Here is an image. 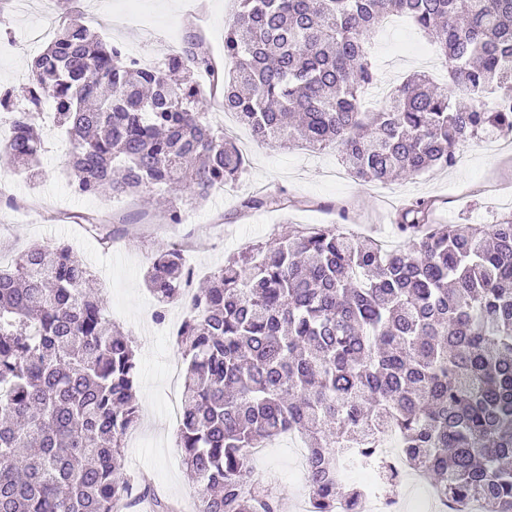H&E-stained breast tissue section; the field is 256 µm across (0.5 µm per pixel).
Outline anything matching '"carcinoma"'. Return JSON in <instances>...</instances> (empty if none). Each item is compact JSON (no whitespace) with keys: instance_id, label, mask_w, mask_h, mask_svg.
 <instances>
[{"instance_id":"cac0c4a2","label":"carcinoma","mask_w":512,"mask_h":512,"mask_svg":"<svg viewBox=\"0 0 512 512\" xmlns=\"http://www.w3.org/2000/svg\"><path fill=\"white\" fill-rule=\"evenodd\" d=\"M224 66L191 38L146 67L74 19L30 69L28 107L9 111L7 161L33 175L43 143L33 109L49 101L81 195L158 190L206 202L246 169L207 119L191 79L224 83V109L257 142L340 153L364 182L450 168L456 148L512 135V0H237ZM410 18L448 80L417 73L377 110L371 35ZM494 99H486L488 93ZM264 194L242 206L279 208ZM425 199L398 212L401 243L319 226L224 261L191 296L182 252L144 274L163 306L193 312L177 333L178 425L197 512H285L249 449L294 430L308 451V512H360L387 430L405 461L452 507L512 512V212L493 224H433ZM90 270L65 245L0 264V512L131 507L123 438L138 420L137 358ZM152 512H178L152 489Z\"/></svg>"}]
</instances>
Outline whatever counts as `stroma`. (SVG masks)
Segmentation results:
<instances>
[{"mask_svg": "<svg viewBox=\"0 0 512 512\" xmlns=\"http://www.w3.org/2000/svg\"><path fill=\"white\" fill-rule=\"evenodd\" d=\"M234 8V0H0V42L8 45L0 57V89L24 106L31 63L46 46L34 33L67 17L81 19L127 55L145 53L159 60L173 50L160 31L173 19L181 35H195L201 49L223 64L224 22ZM426 45L403 18L373 34L381 93L423 70L420 51ZM206 110L215 126L235 136L247 166L239 181L214 192L208 202L183 201L182 213L192 216L188 223H168L164 211L170 198L155 192L113 198L75 193L65 175L66 145L57 130H42L39 184H30L0 154V246L16 254L33 243H63L91 268L113 323L134 341L138 357L140 420L134 433L141 444L125 446V473L133 487L147 484L184 504L195 502L198 490L183 464L177 428L163 419L170 395L166 368L182 361L170 334L183 313L176 303L169 305L163 324L151 320L156 301L143 279L155 252L184 247L200 278L223 266L227 257L292 227L334 224L362 236H390L398 209L417 198L433 200L437 224H491L512 211V136L468 141L457 148L455 167L379 186L340 174L334 151L259 144L236 115L225 111L223 92L207 94ZM265 193L286 197L287 208L242 212V200ZM91 217L110 221L116 232L110 247L99 244L87 224ZM254 465L271 477L274 491L287 503L303 496V478L288 445H271Z\"/></svg>", "mask_w": 512, "mask_h": 512, "instance_id": "obj_1", "label": "stroma"}]
</instances>
